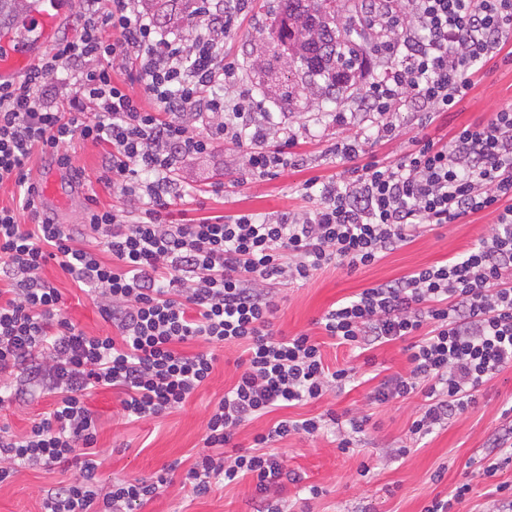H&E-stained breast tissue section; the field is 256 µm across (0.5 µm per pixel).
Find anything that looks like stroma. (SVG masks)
Returning a JSON list of instances; mask_svg holds the SVG:
<instances>
[{
	"mask_svg": "<svg viewBox=\"0 0 512 512\" xmlns=\"http://www.w3.org/2000/svg\"><path fill=\"white\" fill-rule=\"evenodd\" d=\"M277 0H253V8L224 39L227 56L248 63V86L255 101L269 110L274 121L288 126L296 134L290 153L296 164L281 169L277 176L250 179L246 176V151L229 142L215 143L202 154L183 159L176 176L185 189L193 191V200L179 203L185 218L199 219L214 214L231 215L246 210L258 217H271L287 210L312 208V198L302 196L299 188L310 178L327 180L347 178L348 165L332 154V144L358 134L364 144L357 165L373 160L394 162L412 150L411 139L420 135L436 142H449L461 127L485 124L494 112L512 105V34L501 50L484 63L475 77L474 87L454 108L436 113L431 122L419 125L413 112H390L384 115L357 113L343 117L335 103L325 101L317 88L302 91L295 106H287L283 94L288 89V67L272 62L268 33L277 28L279 18L272 7ZM275 63L278 82L264 80L268 63ZM391 124L394 135L382 132ZM73 170H61L68 190L75 193V206L57 221L81 232V215L86 198L97 194L101 205L111 206L114 199L103 186L95 184L101 148L75 140L68 144ZM82 170L86 184L74 179ZM223 193H214L215 185ZM494 217L479 213L454 224L423 227L416 237L389 253L381 261L356 270L343 266L318 271L302 285H274L278 309L274 329L285 336L310 334L322 341L329 363L353 360L361 366L368 380L357 387L332 392L322 399L280 409L254 420L242 428L236 444L247 447L255 433L275 421L309 418L326 409L351 411L370 416L371 423L358 434L352 450L337 446L333 432L311 440L291 435L279 446L285 466L301 474L297 483L287 484L281 498L291 512H299L302 498H309L310 512H422L435 496H446L455 485L469 483L471 492L458 505V512H494L493 490L496 483L512 482V465L496 478L485 477L482 459L497 438L504 435V407L512 405V368L506 369L488 390L478 396L475 407L451 418L421 441L411 439L408 428L422 403L420 397L394 400L386 404L372 402L373 376L405 372L407 354L403 342L372 349V361L352 356L346 347L324 343L318 319L341 299L418 269L447 261L490 236ZM45 274L59 288L65 311L76 326L90 336H106L113 327L102 316L90 293L79 290L70 276L56 266ZM214 370L182 407L159 418L128 421L122 414L115 391L96 392L88 404L98 416L100 453L97 477L101 489H109L117 480L147 479L169 464H176L174 485L150 501L141 512H252L253 485L250 479L229 484L217 483L203 495L193 494L182 484L186 471L204 454V425L215 404L230 389L238 376L235 362L241 349L235 345L214 348ZM408 447L399 455V447ZM73 472L54 470L47 473L19 466L16 473L0 484V512H41L44 490L68 483ZM320 489L310 497V486Z\"/></svg>",
	"mask_w": 512,
	"mask_h": 512,
	"instance_id": "obj_1",
	"label": "stroma"
}]
</instances>
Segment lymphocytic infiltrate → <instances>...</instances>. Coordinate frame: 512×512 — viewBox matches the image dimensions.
I'll return each instance as SVG.
<instances>
[{"label": "lymphocytic infiltrate", "instance_id": "f902f5d3", "mask_svg": "<svg viewBox=\"0 0 512 512\" xmlns=\"http://www.w3.org/2000/svg\"><path fill=\"white\" fill-rule=\"evenodd\" d=\"M79 31L57 41L22 80H0V185L18 189L0 207V407L16 394L10 379H32L31 398L54 397L22 434L0 428V483L16 463L71 466L69 483L45 490L43 512H140L172 486L155 477L97 485L93 392L119 390L127 420L182 407L214 369V346L234 344L240 374L208 416V449L188 470L195 494L213 481L251 478L258 512H283L276 498L298 474L276 444L290 434L314 439L340 431L349 450L368 416L335 411L276 421L249 450L226 453L238 430L275 410L318 400L357 383L353 365L329 367L311 336L276 337L271 283L309 281L331 266L367 267L406 243L424 224H451L482 211L496 232L453 261L414 271L345 298L319 325L350 349L409 341L408 369L372 391L385 404L418 394L424 405L409 432L422 438L466 413L481 387L512 367V107L481 127H464L449 144L413 138L397 162L354 168L349 180H306L315 206L257 220L251 213L174 223L185 196L174 176L184 158L227 140L243 147L252 177L287 166L295 135L259 122L237 95L242 68L224 60V35L248 14L250 0H201L192 37L168 38L141 0H77ZM403 19L402 36L383 71L367 67L359 109L406 110L429 120L455 107L473 76L512 32V0H381L376 27ZM131 71L134 94L115 71ZM154 101L144 108L143 98ZM104 145L97 181L122 199L99 206L88 196L81 216L89 239L55 223L37 204L33 157L71 167L74 139ZM102 253H95V246ZM57 264L95 294L113 336H89L66 316L60 290L46 277ZM202 350H191L193 342Z\"/></svg>", "mask_w": 512, "mask_h": 512}]
</instances>
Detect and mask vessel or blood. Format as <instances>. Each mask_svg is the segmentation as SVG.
Instances as JSON below:
<instances>
[{"label": "vessel or blood", "instance_id": "obj_1", "mask_svg": "<svg viewBox=\"0 0 512 512\" xmlns=\"http://www.w3.org/2000/svg\"><path fill=\"white\" fill-rule=\"evenodd\" d=\"M67 6L66 0H54L52 9L33 12L25 21L27 35L0 39V76L6 77L25 70L40 46L52 41L58 20ZM39 203L51 209L66 211L72 206L71 197L61 186V177L53 171L40 174L37 181Z\"/></svg>", "mask_w": 512, "mask_h": 512}]
</instances>
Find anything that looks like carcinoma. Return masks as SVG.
<instances>
[{
  "label": "carcinoma",
  "mask_w": 512,
  "mask_h": 512,
  "mask_svg": "<svg viewBox=\"0 0 512 512\" xmlns=\"http://www.w3.org/2000/svg\"><path fill=\"white\" fill-rule=\"evenodd\" d=\"M23 0H0V26L23 10ZM277 9L286 24L271 33L289 71L302 74V86L285 94L293 104L300 89L316 86L328 100H336L360 72L366 52L358 42L370 26L367 15L336 20L335 0H278Z\"/></svg>",
  "instance_id": "1"
}]
</instances>
